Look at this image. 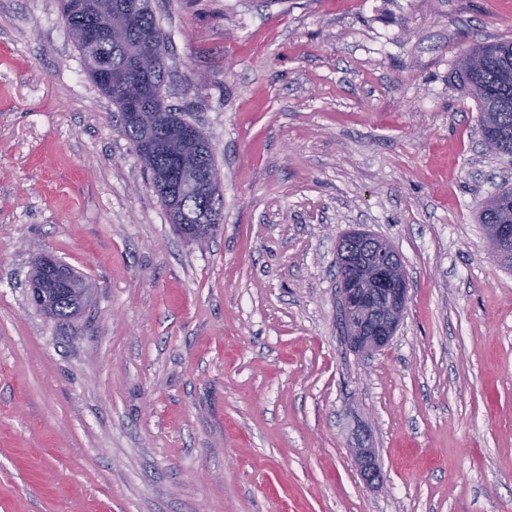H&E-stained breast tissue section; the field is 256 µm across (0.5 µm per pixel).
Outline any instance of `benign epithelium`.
I'll list each match as a JSON object with an SVG mask.
<instances>
[{
    "mask_svg": "<svg viewBox=\"0 0 512 512\" xmlns=\"http://www.w3.org/2000/svg\"><path fill=\"white\" fill-rule=\"evenodd\" d=\"M492 253L497 260L512 263V224L494 228ZM338 308L343 334L359 353H372L386 347L404 318L409 301V280L392 244L372 233L355 230L338 241ZM47 276L66 285L70 296H77L75 279L61 266H50L38 258ZM351 452L363 481L370 486L383 482L374 449L353 448Z\"/></svg>",
    "mask_w": 512,
    "mask_h": 512,
    "instance_id": "obj_1",
    "label": "benign epithelium"
}]
</instances>
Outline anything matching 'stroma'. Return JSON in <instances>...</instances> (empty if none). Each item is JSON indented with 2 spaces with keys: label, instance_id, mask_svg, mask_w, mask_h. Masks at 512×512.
Wrapping results in <instances>:
<instances>
[{
  "label": "stroma",
  "instance_id": "obj_1",
  "mask_svg": "<svg viewBox=\"0 0 512 512\" xmlns=\"http://www.w3.org/2000/svg\"><path fill=\"white\" fill-rule=\"evenodd\" d=\"M223 222L173 229L59 0H0V512H512V267L479 204L464 51L512 0H156ZM389 240L390 344L350 348L336 247ZM94 286L31 306L35 256ZM374 449L381 488L351 448ZM47 301L52 302V307L47 310H40L50 318L59 321H68L77 316L87 304V301L79 302L73 298L57 296L51 288H42Z\"/></svg>",
  "mask_w": 512,
  "mask_h": 512
}]
</instances>
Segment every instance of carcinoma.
<instances>
[{
  "label": "carcinoma",
  "mask_w": 512,
  "mask_h": 512,
  "mask_svg": "<svg viewBox=\"0 0 512 512\" xmlns=\"http://www.w3.org/2000/svg\"><path fill=\"white\" fill-rule=\"evenodd\" d=\"M62 19L79 50L84 68L120 112L124 133L137 154L147 150L151 154L145 168L152 184L169 183L180 178L181 161L186 155L202 156L215 163V153L210 140L196 126L187 122L181 113L165 101L168 68L166 58L167 37L161 29L152 0H59ZM126 12L132 20L128 52L112 44L107 34L91 45L83 43L79 32L91 23L102 24L112 10ZM150 33L155 38L151 46L138 42L139 34ZM102 59L118 62L139 85L141 104L154 110L155 134L144 138L142 121L128 106L124 82L120 79L101 82L95 64ZM460 76L477 99L481 112V132L493 138L512 142V41H500L471 48L460 61ZM170 221L178 233L195 237L202 231L201 220L207 219L214 227L208 230L212 236L222 223L223 200L221 192L213 199H199L184 190L160 195ZM512 187H505L480 205L479 223L502 224L512 220ZM52 307L46 315L68 321L77 316L86 305L73 298L56 295L52 289H44Z\"/></svg>",
  "instance_id": "obj_1"
}]
</instances>
